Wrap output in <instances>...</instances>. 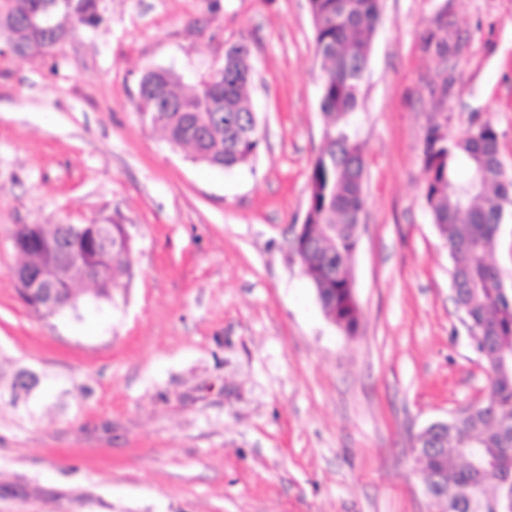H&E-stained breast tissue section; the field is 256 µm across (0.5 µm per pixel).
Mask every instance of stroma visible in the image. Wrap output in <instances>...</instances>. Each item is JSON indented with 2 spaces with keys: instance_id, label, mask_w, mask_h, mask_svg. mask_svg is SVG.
Returning a JSON list of instances; mask_svg holds the SVG:
<instances>
[{
  "instance_id": "stroma-1",
  "label": "stroma",
  "mask_w": 512,
  "mask_h": 512,
  "mask_svg": "<svg viewBox=\"0 0 512 512\" xmlns=\"http://www.w3.org/2000/svg\"><path fill=\"white\" fill-rule=\"evenodd\" d=\"M381 4L352 124L354 336L291 250L324 139L308 0H99L49 56L0 39V512H431L412 439L490 376L450 301L421 139L489 120L512 169V0ZM443 6L445 57L425 44ZM240 40L262 140L210 168L142 123L139 81L193 85ZM109 222L132 236L127 287L33 312L16 228Z\"/></svg>"
}]
</instances>
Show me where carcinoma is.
Here are the masks:
<instances>
[{
  "mask_svg": "<svg viewBox=\"0 0 512 512\" xmlns=\"http://www.w3.org/2000/svg\"><path fill=\"white\" fill-rule=\"evenodd\" d=\"M60 2L73 20L71 30L100 22L98 0H4L0 7L13 19L12 40L21 52L47 55L58 45L55 31L35 33L28 19ZM316 53L322 60L320 109L325 141L309 175V198L303 234L295 243L302 272L314 289L325 316L347 335L361 320L353 291L351 263L356 226L365 208L362 145L351 134L352 116L361 96L373 34L380 20V0H309ZM445 11L433 21L428 43L439 54L448 50ZM252 80L249 55L226 50L224 74L205 88L183 92L168 70L147 71L139 85V114L159 128L168 142L201 164L232 168L249 163L261 142L247 89ZM424 198L443 246L453 262V303L478 338L479 349L493 370L491 395L474 410L419 433L414 447L424 484L441 498L446 512H506L499 475H512V291L501 288V269L488 261L502 225L512 220L504 201L512 197V174L499 156L498 132L487 120L450 142L442 125L424 131ZM59 227L27 224L14 236L22 264L47 270L55 261ZM112 254L96 252L90 229L70 247L78 267L97 271L92 296L112 301L129 272L130 238L122 224L111 225ZM82 275L56 287L51 302L35 306L42 315L76 309Z\"/></svg>",
  "mask_w": 512,
  "mask_h": 512,
  "instance_id": "cac0c4a2",
  "label": "carcinoma"
}]
</instances>
